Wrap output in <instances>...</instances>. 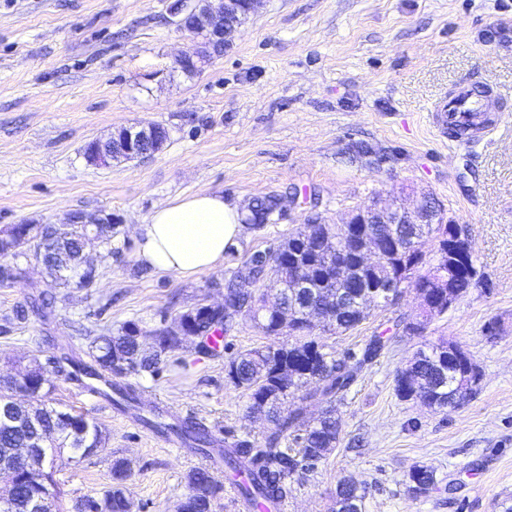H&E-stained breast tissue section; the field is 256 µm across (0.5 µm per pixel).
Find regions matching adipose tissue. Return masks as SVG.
Instances as JSON below:
<instances>
[{
    "mask_svg": "<svg viewBox=\"0 0 512 512\" xmlns=\"http://www.w3.org/2000/svg\"><path fill=\"white\" fill-rule=\"evenodd\" d=\"M244 219L240 204L219 192L162 202L137 227L138 258L155 271L181 277L219 270L225 251L244 232Z\"/></svg>",
    "mask_w": 512,
    "mask_h": 512,
    "instance_id": "1",
    "label": "adipose tissue"
}]
</instances>
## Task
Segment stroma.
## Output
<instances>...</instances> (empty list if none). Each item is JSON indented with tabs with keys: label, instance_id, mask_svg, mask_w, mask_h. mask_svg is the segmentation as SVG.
Masks as SVG:
<instances>
[{
	"label": "stroma",
	"instance_id": "35a3bbf8",
	"mask_svg": "<svg viewBox=\"0 0 512 512\" xmlns=\"http://www.w3.org/2000/svg\"><path fill=\"white\" fill-rule=\"evenodd\" d=\"M169 3L0 0V230L73 212L118 219L110 243L86 247L94 288H50L25 249L8 256L18 277L0 286V319L43 292L57 296L48 321L32 317L0 333V374L39 358L47 406L86 413L107 434L104 450L82 462L57 451L64 507L106 487L118 459L130 473L132 512H174L199 467L217 487L212 512H238L239 491L223 458L158 444L131 415L58 373L60 349L87 347L84 330L115 332L129 321L153 345L155 329L220 301L246 260L286 241L310 213L338 224L376 198L409 205L429 194L448 223L466 225L484 284L419 335L396 327L417 311L410 293L371 309L356 329L319 334L338 357L360 353L378 333L387 347L337 401L339 444L296 475L288 512H331L345 478L365 487L364 512H503L512 500V0H265L223 55L192 76L174 60L197 42L176 30ZM461 81L503 94L496 127L479 142L438 136L428 117ZM147 122L167 129L162 150L87 165L86 142ZM206 190L245 206L275 195L282 213L247 226L220 270L183 278L142 264L135 225L160 202ZM441 339L473 355L481 379L472 393L445 410L397 397V370ZM272 342L242 313L220 355L188 341L155 375L129 381L145 405L162 402L231 443L261 442L268 424L248 413L225 364ZM415 466L434 472L422 494L407 478Z\"/></svg>",
	"mask_w": 512,
	"mask_h": 512
}]
</instances>
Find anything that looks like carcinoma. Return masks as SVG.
<instances>
[{
  "label": "carcinoma",
  "instance_id": "carcinoma-1",
  "mask_svg": "<svg viewBox=\"0 0 512 512\" xmlns=\"http://www.w3.org/2000/svg\"><path fill=\"white\" fill-rule=\"evenodd\" d=\"M277 197L265 196L255 199L254 210L247 218L249 224H267L276 213ZM395 245L390 247L389 266L397 272L400 265L412 267L409 285L416 288L445 276L448 261L440 254L437 238L448 234V225L433 224L428 236L422 237L415 224H396L392 228ZM333 238L339 246L349 244V232L336 224H302L290 235L286 247L278 256L271 252L254 254L233 279L224 285L225 305L222 310L193 307L184 313L193 317L189 332L198 336V345L207 353H214L218 346L212 339L226 335L233 327L237 315L245 313L267 336H280L283 330L274 317L261 314L263 308L260 294L253 288H243L240 281L247 279L255 283L272 275L270 261H278L279 269L288 271V264L295 258L304 259L310 268L311 287L292 288L288 278L273 280L282 289L288 308L302 314L305 306L324 290L336 294V309L329 331L337 334L353 330L366 317L353 307L355 296L362 284L353 288L336 283L333 262L317 252L316 240ZM461 276L456 287L463 294L475 288L470 273L468 258L460 260ZM50 284L74 285L91 288L94 278L91 273L82 274V279L72 280L50 276ZM56 303L53 295H42L30 302V308L14 311L13 317L5 318L10 324L28 320L29 312L43 317ZM141 328L129 321L120 332L107 330L93 336L88 355L91 364L83 363L74 353L55 362L59 372L72 368L70 375L83 376L101 382L103 389L94 392L110 401L124 413H129L141 424L158 433L177 437L184 445L209 456L216 447L208 428L191 417L183 420H166L165 411L147 408L141 402L137 389L117 379L131 374H154L167 354L178 349L183 337L171 336L165 330L154 332L155 348L146 350L140 342ZM385 348L382 337L375 336L366 344L361 356L348 354L337 358L324 350L312 336H296L294 340L236 355L228 361L227 379L236 389L248 392V410L258 407L270 420L272 429L260 445L256 441L239 440L224 449V467L228 478L234 480L241 495L252 512H261L269 503L283 502L292 494L291 479L304 466L314 467L324 457L327 449L336 447L339 439V422L332 403L354 382L365 366L377 359ZM435 345L430 351L416 352L406 367L420 380L430 386L429 397L437 407H448V393L454 391L457 368L448 362L447 356L439 355ZM317 399L328 404L318 421L311 424L305 420L306 402ZM40 427L33 430L27 426L11 423L0 424V478H10L15 484L14 501L23 502L50 494L59 500L61 490L54 478V471L41 463L36 468L18 470L13 467L15 449L29 446L34 436L50 433L55 447L68 448L73 458L82 460L103 450L106 435L103 428L83 413H72L44 407L37 413ZM293 437L295 448L280 447L281 439ZM128 478L124 462L117 460L111 469V482L103 491L75 501L73 512H125L128 498L125 483ZM190 494L180 501L181 512H210L214 495L213 482L206 469L191 471L188 476ZM410 489L415 493L427 491L434 485L433 472L424 466H414L408 473ZM365 492L348 480L339 481L336 488V512H363Z\"/></svg>",
  "mask_w": 512,
  "mask_h": 512
}]
</instances>
